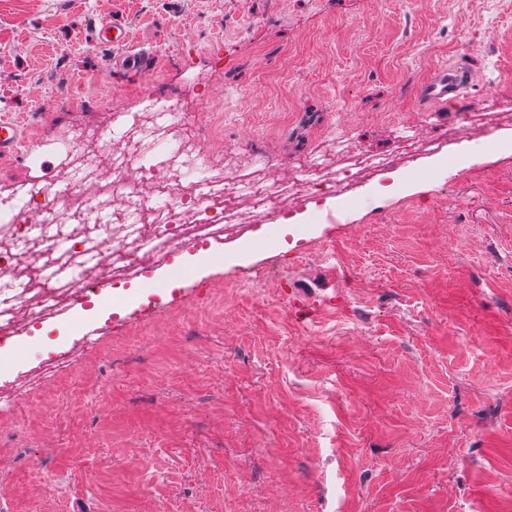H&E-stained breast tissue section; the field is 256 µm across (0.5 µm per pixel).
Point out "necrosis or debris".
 Listing matches in <instances>:
<instances>
[{
	"label": "necrosis or debris",
	"mask_w": 512,
	"mask_h": 512,
	"mask_svg": "<svg viewBox=\"0 0 512 512\" xmlns=\"http://www.w3.org/2000/svg\"><path fill=\"white\" fill-rule=\"evenodd\" d=\"M200 124L197 112L176 99H162L158 119L135 121L121 134L122 147L87 152L79 180L57 189L32 181L23 204L0 196V344L67 314L76 298L91 301L100 286L139 277L144 261L208 246L235 236L259 219L286 211L294 195L342 197L354 173L397 168L422 148L413 125H395L394 154L353 150L347 138L329 135L328 147L347 157V167L329 171L326 156L302 159L291 181L262 176L240 179L191 154L183 140ZM165 148L159 164L141 153ZM112 187L101 190V170ZM74 351L56 354L23 378L0 384V413L24 424L29 391L68 365Z\"/></svg>",
	"instance_id": "necrosis-or-debris-1"
}]
</instances>
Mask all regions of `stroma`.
Listing matches in <instances>:
<instances>
[{
  "mask_svg": "<svg viewBox=\"0 0 512 512\" xmlns=\"http://www.w3.org/2000/svg\"><path fill=\"white\" fill-rule=\"evenodd\" d=\"M117 20L144 73L95 40ZM470 76L457 101L417 98L435 72ZM193 150L225 172L291 178L346 130L397 152L394 121L424 148L353 199H296L287 219L179 251L175 283L47 322L38 347L0 349L11 381L86 332L24 428L0 416V502L14 512H512V0H0V119L24 141L0 185L72 183L112 111L168 94L200 110ZM496 125L463 136L458 114ZM143 120L150 113L141 112ZM223 143L213 142L212 121ZM255 271L245 282L236 270ZM336 306L302 321L288 288ZM49 471L55 491L33 479Z\"/></svg>",
  "mask_w": 512,
  "mask_h": 512,
  "instance_id": "35a3bbf8",
  "label": "stroma"
}]
</instances>
